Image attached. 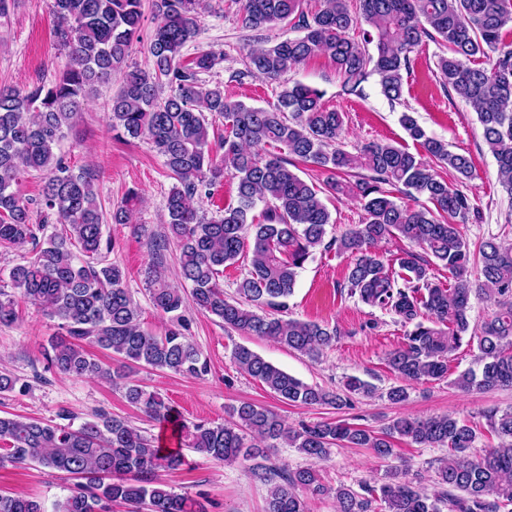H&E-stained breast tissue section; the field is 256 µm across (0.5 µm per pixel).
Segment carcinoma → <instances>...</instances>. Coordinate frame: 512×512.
Masks as SVG:
<instances>
[{
    "label": "carcinoma",
    "mask_w": 512,
    "mask_h": 512,
    "mask_svg": "<svg viewBox=\"0 0 512 512\" xmlns=\"http://www.w3.org/2000/svg\"><path fill=\"white\" fill-rule=\"evenodd\" d=\"M242 24L262 30L291 24L301 35L263 43L246 56V70L234 77L257 76L268 83L309 60L324 56L335 65L346 93L359 96L375 74L383 95L401 99L403 72L424 39L443 45L436 68L448 93L477 115L482 138L498 165V183L512 199V47L504 43L512 29V0H236ZM143 0H53L55 33L68 62L58 79L20 93L0 88V247L32 245V256L9 271L20 296L58 321L64 334L52 340L51 367L73 377L110 378L127 401L151 421L177 428L180 442L207 457L233 464L254 461L268 485L265 512H309L307 497L332 496L338 512H500L512 505V411L488 415L500 444L471 458L476 432L452 415L399 418L381 434L344 421H319L291 428L273 411L243 402L225 424H187L156 391L130 378L134 365L189 377L208 372L207 360L183 333L182 292L165 279L169 239L177 241L181 277L202 312L224 327L258 336L309 357L336 338V330L317 323L264 313L282 309L292 295L298 271L324 246L354 256L347 282L350 294L371 307L389 310L407 327L405 342L387 356L389 367L407 382L441 379L448 374V353L463 338L476 345L481 371L466 370L454 384L464 390L512 387V244L492 238L479 247L483 280L468 278L471 251L458 230L474 204L450 186L434 167L390 142H370L351 153L340 145L343 113L327 107L320 89L293 82L277 104L248 106L207 86L200 74L223 57L201 51L187 64L182 49L197 33L205 0H152L155 26L150 37V67L127 65L143 19ZM374 46L369 51L368 46ZM123 72L122 86L110 99L109 125L118 135L145 137L163 158L179 186L166 201L168 235L154 241L149 271L153 308L169 319L160 334L143 330L121 268L106 259L103 211L95 176L74 172L55 153L82 103L107 88L112 74ZM224 119L223 155L211 154L207 115ZM400 122L437 166L460 179L473 176L470 159L430 137L408 113ZM278 149L270 153L268 149ZM327 173L323 186L302 178L298 165ZM45 176L42 202L63 225L41 242L44 224L31 223L27 204L12 190L24 172ZM229 175L237 180V205L207 219L192 205L211 198ZM425 199L412 208L393 192ZM357 199L364 221L325 241L331 214L321 195ZM266 205L264 221L249 218L257 203ZM139 203L135 190L112 210L114 224H127ZM391 237L421 247L454 280L445 286L430 280L429 261L411 250L393 271L372 250ZM252 246L251 268L236 282L235 295L224 294V267ZM475 296L494 299L499 311L480 328L470 329ZM17 320L15 300L0 290V325ZM117 357L105 368L90 349ZM233 360L240 372L259 381L287 404H350L351 395H369L373 387L352 376L347 394L329 392L289 375L247 346ZM259 439L263 446L245 443ZM446 447L428 493L413 481L386 471L379 488L368 484L333 487L309 467L293 470L268 465L267 451L285 444L313 460L328 457L334 446L368 448L380 460L395 455L393 439ZM35 464L75 479L70 494L53 512H205L195 500L173 492L159 472L182 465L128 421L99 414L79 428L43 420L0 416V464ZM0 512H46L40 501L0 494Z\"/></svg>",
    "instance_id": "cac0c4a2"
}]
</instances>
